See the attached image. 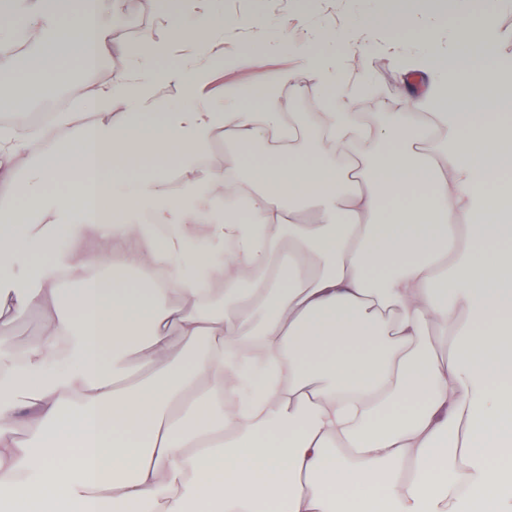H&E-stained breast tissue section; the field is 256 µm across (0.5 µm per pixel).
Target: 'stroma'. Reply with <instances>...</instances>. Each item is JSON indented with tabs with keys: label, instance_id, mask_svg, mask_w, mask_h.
<instances>
[{
	"label": "stroma",
	"instance_id": "obj_1",
	"mask_svg": "<svg viewBox=\"0 0 512 512\" xmlns=\"http://www.w3.org/2000/svg\"><path fill=\"white\" fill-rule=\"evenodd\" d=\"M389 7L388 0H183L181 10L194 20L211 11L240 21L239 26L215 30L216 48L233 57L235 64L211 76L205 98L247 105L246 93L261 77L285 70L291 78L279 90L281 111H326L324 88L304 58L313 49L315 32L330 27L361 47L349 57L344 76L358 91L359 111L372 113L393 109L421 89L388 49L390 32L363 25L367 16L385 14ZM111 9L112 46L97 69L86 71L76 59L62 56L57 71L45 77L42 95L30 104V111L97 113L95 92L130 68L142 34L149 31L165 38L159 0H138L134 5L112 0ZM257 13L264 16V25L251 24Z\"/></svg>",
	"mask_w": 512,
	"mask_h": 512
}]
</instances>
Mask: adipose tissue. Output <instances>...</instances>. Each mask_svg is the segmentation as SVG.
Segmentation results:
<instances>
[{
  "instance_id": "1",
  "label": "adipose tissue",
  "mask_w": 512,
  "mask_h": 512,
  "mask_svg": "<svg viewBox=\"0 0 512 512\" xmlns=\"http://www.w3.org/2000/svg\"><path fill=\"white\" fill-rule=\"evenodd\" d=\"M7 2L0 70L19 38L38 45L11 107L59 53L87 65L108 43L100 0ZM409 7L366 20L397 29V55ZM164 20L211 46L212 19ZM413 34L429 82L367 123L336 78L353 47L327 28L306 58L329 102L311 126L279 108L288 72L229 112L203 100L223 55L162 73L147 33L95 94L120 119L0 133V503L512 512V468L489 464L512 456V59L487 62L494 0ZM162 78L198 108L162 109ZM218 127L222 169L199 163ZM310 131L329 153L300 148ZM36 308L42 333L13 350L11 315Z\"/></svg>"
}]
</instances>
